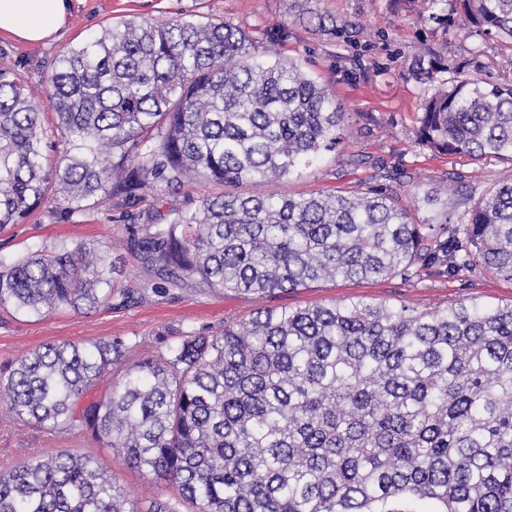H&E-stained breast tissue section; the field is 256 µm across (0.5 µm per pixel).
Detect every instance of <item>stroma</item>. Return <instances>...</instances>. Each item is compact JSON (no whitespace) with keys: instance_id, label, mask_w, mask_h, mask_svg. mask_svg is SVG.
<instances>
[{"instance_id":"obj_1","label":"stroma","mask_w":512,"mask_h":512,"mask_svg":"<svg viewBox=\"0 0 512 512\" xmlns=\"http://www.w3.org/2000/svg\"><path fill=\"white\" fill-rule=\"evenodd\" d=\"M319 14L347 23L346 34L335 38L314 32L311 22ZM130 18L230 21L257 37L260 46L297 60L310 74L329 82L345 112L343 142L288 181L249 182L242 192L299 197L362 191L386 182L409 205L414 195L441 184L448 172L461 173L464 191L475 197L492 184L512 180L510 162L471 164L433 155L418 144V105L425 88L408 74L415 56L434 47L441 49L446 63L468 61L467 75L493 82L498 75L512 73V54L496 49L487 36L465 33L458 26L451 27L447 37L435 36L419 9L398 10L392 0H73L66 25L48 41L28 43L1 33L0 62L28 87L33 105L49 111L47 81L58 56L105 26ZM220 191V186L192 178L159 194L143 191L139 207L163 213L187 199ZM56 205L55 196H47L25 220L0 233V263L63 245L107 242L108 260L116 269L114 285L130 292L132 299L119 307L63 308L45 316L0 306V373L32 350L60 340L89 344L123 337L130 340L128 356L135 361L163 351L164 336L188 329L217 331L248 319L263 306L304 308L352 299L417 310L471 300L489 306L512 303L510 279L479 268L451 277L435 267L360 283H320L261 300L205 287L174 290L161 298L142 291L147 274L125 248L129 219L120 198L99 196L93 209L69 218L56 213ZM63 450L91 457L117 488L140 504L177 495L174 485L126 464L84 430L36 428L0 412V472H9L23 458L47 459Z\"/></svg>"}]
</instances>
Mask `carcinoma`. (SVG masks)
<instances>
[{
    "label": "carcinoma",
    "mask_w": 512,
    "mask_h": 512,
    "mask_svg": "<svg viewBox=\"0 0 512 512\" xmlns=\"http://www.w3.org/2000/svg\"><path fill=\"white\" fill-rule=\"evenodd\" d=\"M512 53V0H422ZM418 142L512 162V79L419 58ZM56 156L40 112L0 68V231L47 196L61 212L98 194L135 202L191 177L280 182L341 142L329 85L226 22L124 20L69 47L48 79ZM418 224L394 191L203 196L143 212L125 247L142 291L207 287L258 297L444 263L512 280V182L466 194L458 224ZM448 237H443V234ZM109 246L37 251L0 266V304L33 315L118 296ZM129 362L121 337L43 345L0 375V405L50 430L80 428L170 481L145 510L88 456L25 458L0 474V512H512V304L425 310L362 299L262 308L216 332L172 334ZM117 382L88 390L106 372ZM401 499L406 509L390 504Z\"/></svg>",
    "instance_id": "1"
}]
</instances>
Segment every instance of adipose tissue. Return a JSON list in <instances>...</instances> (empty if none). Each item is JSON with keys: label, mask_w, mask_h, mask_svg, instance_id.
<instances>
[{"label": "adipose tissue", "mask_w": 512, "mask_h": 512, "mask_svg": "<svg viewBox=\"0 0 512 512\" xmlns=\"http://www.w3.org/2000/svg\"><path fill=\"white\" fill-rule=\"evenodd\" d=\"M72 0H0V33L38 43L66 24Z\"/></svg>", "instance_id": "1"}]
</instances>
